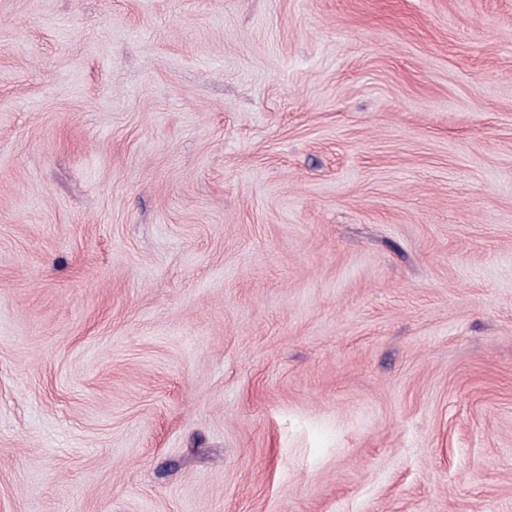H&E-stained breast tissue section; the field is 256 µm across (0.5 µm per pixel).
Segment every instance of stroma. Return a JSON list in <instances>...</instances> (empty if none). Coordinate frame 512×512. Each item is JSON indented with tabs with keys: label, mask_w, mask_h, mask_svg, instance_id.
<instances>
[{
	"label": "stroma",
	"mask_w": 512,
	"mask_h": 512,
	"mask_svg": "<svg viewBox=\"0 0 512 512\" xmlns=\"http://www.w3.org/2000/svg\"><path fill=\"white\" fill-rule=\"evenodd\" d=\"M0 512H512V0H0Z\"/></svg>",
	"instance_id": "obj_1"
}]
</instances>
